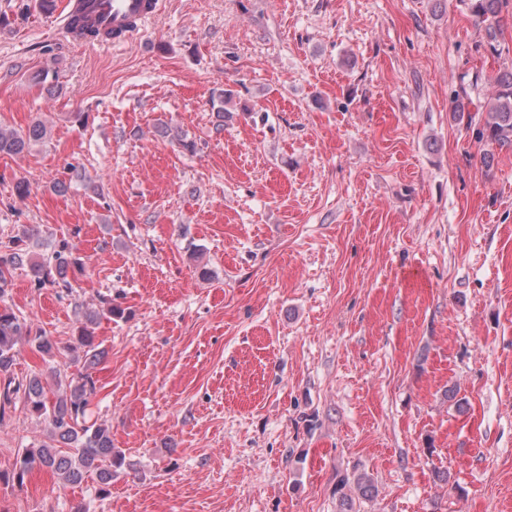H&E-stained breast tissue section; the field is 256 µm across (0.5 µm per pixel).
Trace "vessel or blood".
I'll return each instance as SVG.
<instances>
[{
    "label": "vessel or blood",
    "instance_id": "vessel-or-blood-1",
    "mask_svg": "<svg viewBox=\"0 0 512 512\" xmlns=\"http://www.w3.org/2000/svg\"><path fill=\"white\" fill-rule=\"evenodd\" d=\"M159 0H86L84 8L102 32L100 46L129 43L158 11Z\"/></svg>",
    "mask_w": 512,
    "mask_h": 512
}]
</instances>
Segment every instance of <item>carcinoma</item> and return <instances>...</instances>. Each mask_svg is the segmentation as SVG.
<instances>
[{
	"label": "carcinoma",
	"mask_w": 512,
	"mask_h": 512,
	"mask_svg": "<svg viewBox=\"0 0 512 512\" xmlns=\"http://www.w3.org/2000/svg\"><path fill=\"white\" fill-rule=\"evenodd\" d=\"M472 12L488 23L484 50L497 52L496 22L509 5V0H469ZM493 101L486 105L483 121L477 128L478 138L489 147H512V71L499 74L495 80ZM49 129L35 121L25 129L0 124V155H21L48 140ZM32 234L24 229L4 244L7 254L0 256V296L8 288L12 272L26 269L40 286L69 288L68 274L82 273L84 263L74 247L63 242L50 259H41L30 250ZM120 318L121 308L107 305L102 312H88L76 336V348L85 361L93 364L106 355L96 342L91 326L100 316ZM27 342L48 357L53 356L52 341L41 333L31 334L30 327L11 309L0 307V416L12 399L22 396L29 413L44 420L49 429L50 442L27 448L16 461L14 480L21 484L34 468L49 470L70 484H80L91 476L100 490L106 491L125 465V454L112 447V433L104 423L89 422L87 417L96 382L88 372H78L66 380L56 381V388L48 391L37 375L19 378L14 375L17 346ZM378 493L374 479L364 471L336 475V508L338 512H359L357 502L369 500Z\"/></svg>",
	"instance_id": "1"
}]
</instances>
